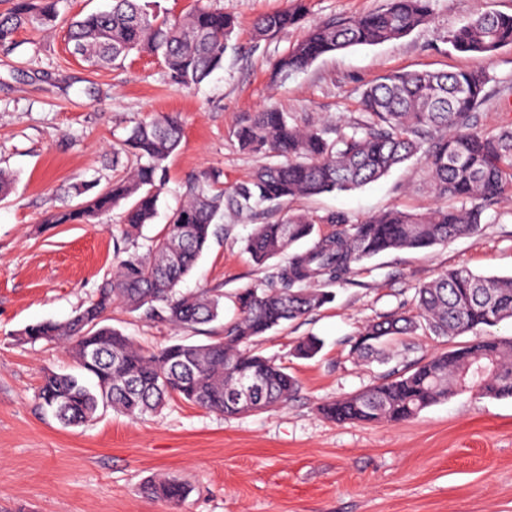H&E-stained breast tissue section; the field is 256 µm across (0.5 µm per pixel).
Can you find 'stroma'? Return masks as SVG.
Returning <instances> with one entry per match:
<instances>
[{
	"mask_svg": "<svg viewBox=\"0 0 512 512\" xmlns=\"http://www.w3.org/2000/svg\"><path fill=\"white\" fill-rule=\"evenodd\" d=\"M237 21L223 68L192 90L171 87L160 59L133 54L109 68L75 56L67 27L24 28L17 49L0 51V167L17 178L0 201V512H169L142 488L159 478L187 485L180 512H512V398L462 391L400 423H339L320 405L359 393L382 377L411 369L449 345L418 329L390 342L383 355L354 360L360 331L378 317L415 314L419 285L438 272L467 268L512 275V193L486 206L471 235L426 249L380 254L334 285V301L256 344L299 381L286 406L224 416L170 399L142 420L112 410L62 427L35 399L45 368L70 372L64 350L23 343L19 333L43 321H65L95 296L115 267L119 212L91 224H51L57 209L83 202V188L113 176L112 150L153 115H178L180 147L167 159L159 214L143 229L156 235L184 200L194 174L219 173L225 188L250 179L272 156L242 151L237 131L255 112L274 107L299 126L350 130L360 122L363 90L384 75L413 70H478L490 82L483 122H512V46L493 56L456 51L449 31L471 16L512 14V0H432V18L404 38L326 55L285 82L273 62L309 27L385 8L386 0H306L300 25L255 41L254 21L285 0H204ZM420 162L409 161L364 188L295 198L273 210L225 211L183 292L224 291V318L176 330L113 306L108 325L151 349L203 344L238 316V289L265 285L271 268L245 250L255 225L292 213L318 219L321 234L340 212L357 222L391 208L422 214L435 208ZM318 337L311 359L293 352Z\"/></svg>",
	"mask_w": 512,
	"mask_h": 512,
	"instance_id": "1",
	"label": "stroma"
}]
</instances>
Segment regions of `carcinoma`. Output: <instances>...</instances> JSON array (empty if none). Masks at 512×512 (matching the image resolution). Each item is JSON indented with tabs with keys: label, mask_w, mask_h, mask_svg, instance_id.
<instances>
[{
	"label": "carcinoma",
	"mask_w": 512,
	"mask_h": 512,
	"mask_svg": "<svg viewBox=\"0 0 512 512\" xmlns=\"http://www.w3.org/2000/svg\"><path fill=\"white\" fill-rule=\"evenodd\" d=\"M61 0H13L0 12V47L13 49L17 30L50 25ZM303 0L254 22V36L267 40L301 23ZM432 0H388L381 11L349 16L310 28L300 42L273 64L278 80L307 69L329 53L400 39L427 24ZM236 27L221 9L195 5L178 17L161 13L157 0H112L106 11L75 16L68 23L73 53L97 67L147 53L161 60L169 83L181 89L201 84L222 67ZM459 52L494 55L512 45V15L478 14L448 34ZM489 77L479 71H397L361 95L364 119L344 132L310 125L301 128L287 116L265 108L238 131L240 146L281 158L226 192L220 175L203 172L187 186L186 201L150 239L144 254L121 260L92 301L62 322L31 324L21 332L28 342L44 341L65 349L77 372L48 371L37 397L43 409L65 427L82 425L99 409L131 419L160 410L178 396L224 415L262 412L283 406L295 394L297 380L286 368L246 349L267 332L303 318L332 302L322 288L354 272L366 259L387 251L425 249L469 235L482 223L483 207L512 190V126L484 128L477 109L488 96ZM182 124L175 115L145 119L129 131L112 155L135 154L143 163L114 179L81 205L60 209L49 224L92 223L123 204L120 232L133 245L157 215L165 185L166 161L178 148ZM423 161L426 184L446 200L425 214L390 209L353 223L342 215L327 218L337 226L313 237L315 220L297 213L287 221L258 224L246 250L257 266L279 258L278 288H243L235 294L237 319L224 335L206 344L174 343L145 350L131 337L104 324L119 303L157 323L192 328L224 314V292L202 289L184 294L179 284L193 271L220 227L215 219L228 208L250 212L278 206L296 197H312L361 188L414 158ZM312 239L304 250L295 249ZM417 313H396L367 325L353 354L365 358L396 336L423 325L437 336L474 334L466 346L439 352L403 374L384 379L350 397L322 405L337 422L399 423L462 390L488 398H512V339L490 328L512 320V276H485L467 268L446 270L416 289ZM320 341L306 337L294 354L311 359ZM486 364L482 375L474 366ZM143 493L164 500L173 512L186 486L162 478Z\"/></svg>",
	"instance_id": "obj_1"
}]
</instances>
